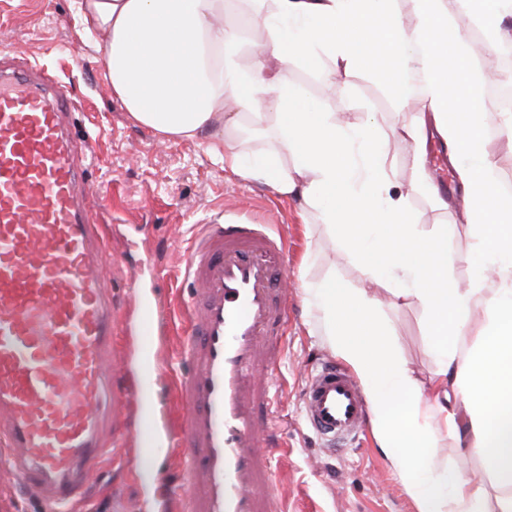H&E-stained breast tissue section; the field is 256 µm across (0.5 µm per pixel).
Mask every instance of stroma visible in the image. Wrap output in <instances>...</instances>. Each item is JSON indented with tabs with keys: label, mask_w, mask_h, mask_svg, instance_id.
I'll return each mask as SVG.
<instances>
[{
	"label": "stroma",
	"mask_w": 512,
	"mask_h": 512,
	"mask_svg": "<svg viewBox=\"0 0 512 512\" xmlns=\"http://www.w3.org/2000/svg\"><path fill=\"white\" fill-rule=\"evenodd\" d=\"M94 41L77 21L76 0H0V43L55 70L79 102L72 121L77 130L90 133L93 176L111 191L110 199L97 210V220L107 239L100 273L117 305L128 308L137 294L147 300L160 294L171 301L187 294L189 287L181 272L196 225L224 217L271 225L287 237L292 252L288 303L296 311L282 366L273 378L277 424L287 443L276 459L280 505L285 512H417L373 435H366L361 445L329 452L303 421L304 372L317 358L332 355L306 306L303 284L333 275L347 287H367L358 263L333 246L326 225L319 223L314 211L215 161L208 137L163 142L153 130L134 123L112 96ZM340 68L323 52L313 65L298 64L293 81L346 123L361 125L372 119L387 136H394L401 113L372 74L350 72L345 77L346 95L327 92L323 72ZM443 146L442 138L435 137L423 151L404 146L386 156L393 179L402 186L409 185L417 172L435 182L441 166L451 169L447 192L434 198L419 191L409 199L416 223L425 230L435 224L458 223L462 216L458 163ZM134 266L141 273L135 291L128 286ZM378 295L382 300L379 316L400 355L420 385H429L436 365L424 311L412 300L394 298L386 290ZM178 342L177 335L157 331L149 337L132 336L127 348L130 380L141 377L144 345L163 347L168 354L167 374L151 381L156 434L161 438L180 413L171 395L174 378L186 369L177 353ZM101 468V485L77 503V512H165L160 493L178 474L164 456L151 459L147 477L127 471L109 456L103 457Z\"/></svg>",
	"instance_id": "1"
}]
</instances>
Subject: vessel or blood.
<instances>
[{
    "label": "vessel or blood",
    "instance_id": "b4317fda",
    "mask_svg": "<svg viewBox=\"0 0 512 512\" xmlns=\"http://www.w3.org/2000/svg\"><path fill=\"white\" fill-rule=\"evenodd\" d=\"M0 48V462L46 512H71L100 479L107 448L150 439L145 387L110 386L121 373L120 320L99 272L104 242L90 197L92 159L65 125L77 108L47 67ZM288 242L263 225H199L185 266L192 285L176 383L187 418L170 433L188 494L182 512H279L270 378L292 320L283 278ZM303 419L328 446L353 442L370 416L336 361L319 360L301 394ZM137 423L113 439L104 417Z\"/></svg>",
    "mask_w": 512,
    "mask_h": 512
}]
</instances>
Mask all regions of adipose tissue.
<instances>
[{
	"instance_id": "obj_1",
	"label": "adipose tissue",
	"mask_w": 512,
	"mask_h": 512,
	"mask_svg": "<svg viewBox=\"0 0 512 512\" xmlns=\"http://www.w3.org/2000/svg\"><path fill=\"white\" fill-rule=\"evenodd\" d=\"M412 2L409 26L393 0H251L250 24L268 38L245 68L242 35L224 25V0H79L78 17L85 33H102L94 47L104 77L137 123L168 139L209 134L216 160L316 209L371 284L422 307L437 365L428 395L389 339L377 297L331 277L304 285L332 352L360 380L376 444L418 512H512V427L492 429L512 412V194L496 176L485 137L493 109L476 68L499 44L476 49L453 27L448 0ZM322 52L379 77L402 111L401 137L421 149L433 129L447 141L462 161V225L420 231L412 190L395 187L377 125L339 123L293 83L297 63ZM269 113L272 149L250 156L225 140L242 116L259 122ZM461 231L483 265L463 288L448 274V240ZM471 334L478 341L461 354L458 342ZM441 431L478 456L483 471L427 468ZM493 485L504 494L490 495Z\"/></svg>"
}]
</instances>
